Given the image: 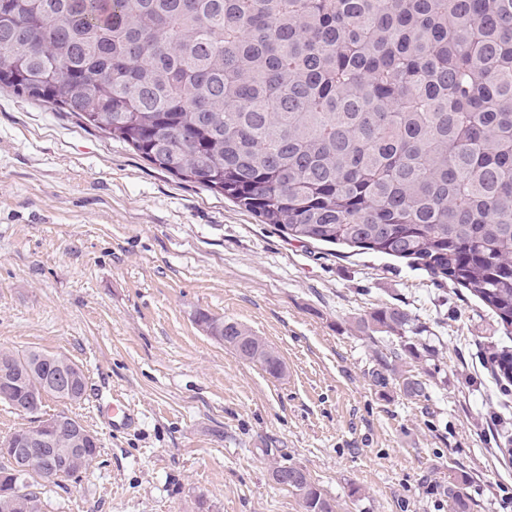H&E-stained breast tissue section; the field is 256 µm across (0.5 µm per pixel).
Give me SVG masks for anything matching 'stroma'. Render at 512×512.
<instances>
[{"label": "stroma", "mask_w": 512, "mask_h": 512, "mask_svg": "<svg viewBox=\"0 0 512 512\" xmlns=\"http://www.w3.org/2000/svg\"><path fill=\"white\" fill-rule=\"evenodd\" d=\"M410 314L405 335L361 320ZM261 337L266 374L197 324ZM512 343L463 288L406 261L288 240L127 144L0 89V351L61 353L79 403L46 398L99 440L73 478L32 476L44 512H304L273 466L306 470L339 512H512ZM424 383L408 394L405 379ZM123 392L116 432L98 412ZM111 410L106 414L110 417L109 424L112 426V430L125 431L137 426L138 413L123 394L113 393Z\"/></svg>", "instance_id": "35a3bbf8"}]
</instances>
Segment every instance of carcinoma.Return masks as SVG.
<instances>
[{"label": "carcinoma", "mask_w": 512, "mask_h": 512, "mask_svg": "<svg viewBox=\"0 0 512 512\" xmlns=\"http://www.w3.org/2000/svg\"><path fill=\"white\" fill-rule=\"evenodd\" d=\"M0 87L223 195L298 242L403 258L466 288L512 336V0H0ZM241 357L284 365L238 323L199 314ZM408 313L363 320L401 335ZM512 382V349L493 356ZM60 354L0 352V403L63 399ZM76 419L46 443L70 478ZM0 463V512H42ZM305 512L334 502L293 465ZM444 494L465 512L456 480Z\"/></svg>", "instance_id": "obj_1"}]
</instances>
